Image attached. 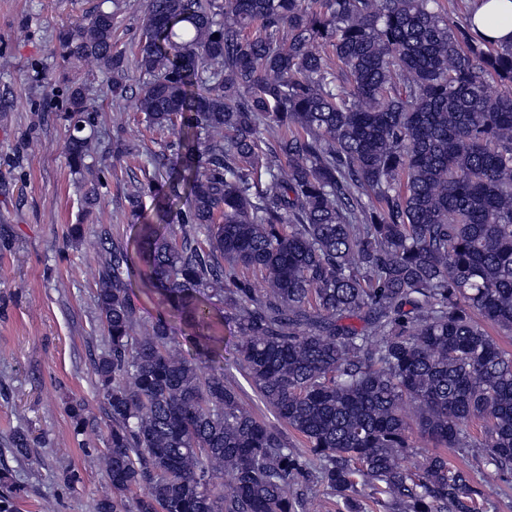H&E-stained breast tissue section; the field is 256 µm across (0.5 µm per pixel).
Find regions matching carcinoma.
I'll use <instances>...</instances> for the list:
<instances>
[{
	"label": "carcinoma",
	"mask_w": 512,
	"mask_h": 512,
	"mask_svg": "<svg viewBox=\"0 0 512 512\" xmlns=\"http://www.w3.org/2000/svg\"><path fill=\"white\" fill-rule=\"evenodd\" d=\"M115 12L59 31L136 110L179 127L182 163L128 196L143 287L195 329L183 353L129 295L133 257L100 241L94 362L108 418L100 461L131 512H309L322 485L353 512L362 484L402 512H475L480 490L435 453L401 464L416 429L512 472V44L448 18L443 0H146L134 61ZM499 92L489 90L491 82ZM70 167L88 208L108 165L84 135L97 113L62 75ZM187 208L173 212L175 201ZM234 363L311 457L224 383Z\"/></svg>",
	"instance_id": "cac0c4a2"
}]
</instances>
